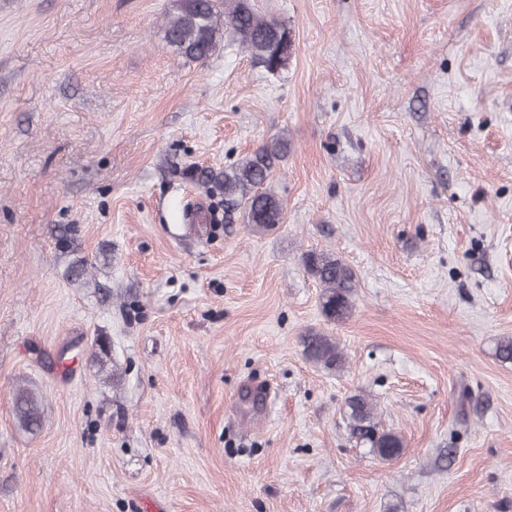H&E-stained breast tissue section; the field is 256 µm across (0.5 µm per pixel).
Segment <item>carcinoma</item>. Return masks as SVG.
I'll return each mask as SVG.
<instances>
[{"label": "carcinoma", "mask_w": 512, "mask_h": 512, "mask_svg": "<svg viewBox=\"0 0 512 512\" xmlns=\"http://www.w3.org/2000/svg\"><path fill=\"white\" fill-rule=\"evenodd\" d=\"M178 13L171 16L165 27L168 43L186 57L200 61L210 58L218 46L220 30L227 27L239 37V42L253 61L270 74L285 68L288 57L281 54L282 37L288 28L275 20L259 16L247 0H238L232 12L224 13L223 0H176ZM288 142L273 138L237 164L224 169V219L230 212L242 210L243 221L258 232H266L284 223L281 200L263 189L276 162L285 158ZM307 272L322 287L320 306L330 322H343L354 309V273L340 259L329 253L305 254ZM306 357L327 368L341 369L345 355L336 340L324 334L309 333L302 338ZM15 411L20 422L34 430L40 426L41 413L33 393L23 390L15 397ZM376 405L363 395L347 401L350 435L356 443L370 449L382 460L399 456L403 449L401 437L381 429L376 421Z\"/></svg>", "instance_id": "cac0c4a2"}]
</instances>
